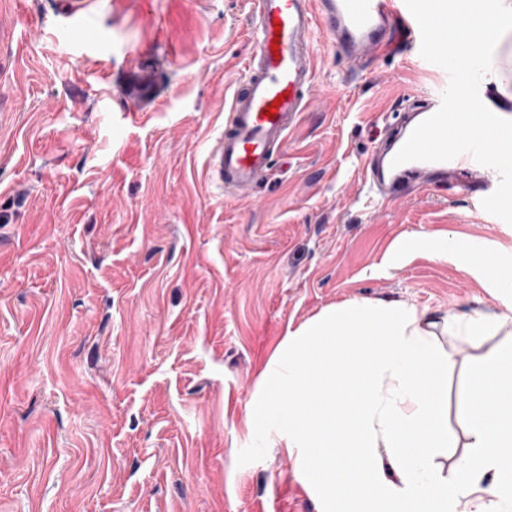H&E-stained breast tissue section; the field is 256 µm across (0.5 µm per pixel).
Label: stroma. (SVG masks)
I'll return each mask as SVG.
<instances>
[{
    "instance_id": "35a3bbf8",
    "label": "stroma",
    "mask_w": 512,
    "mask_h": 512,
    "mask_svg": "<svg viewBox=\"0 0 512 512\" xmlns=\"http://www.w3.org/2000/svg\"><path fill=\"white\" fill-rule=\"evenodd\" d=\"M59 0H0V512H317L282 449L250 447L258 371L289 326L354 299L435 316L512 298L447 238L512 265V225L446 181L384 208L361 195L375 128L437 93L405 48L353 67L315 46L324 90L237 197L209 154L252 51L249 0H89L106 51ZM162 77L153 111L110 88ZM451 355L448 435L480 350Z\"/></svg>"
}]
</instances>
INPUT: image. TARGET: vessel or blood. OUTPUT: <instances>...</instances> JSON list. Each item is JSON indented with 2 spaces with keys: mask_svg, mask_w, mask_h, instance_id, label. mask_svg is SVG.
<instances>
[{
  "mask_svg": "<svg viewBox=\"0 0 512 512\" xmlns=\"http://www.w3.org/2000/svg\"><path fill=\"white\" fill-rule=\"evenodd\" d=\"M255 47L246 76L228 107L229 118L211 151L215 178L246 193L268 172L281 143L315 95V35L337 48L350 64L391 47L394 33L419 43L421 33L405 0H251ZM156 77L143 68L116 84L114 97L136 112L152 111L159 97ZM441 95L411 104L396 135L385 140L375 164L362 167V184L383 205L399 200L404 187L426 191L435 182L458 177L462 187L484 181L488 167L463 154L450 161L392 160L421 122L440 107Z\"/></svg>",
  "mask_w": 512,
  "mask_h": 512,
  "instance_id": "vessel-or-blood-1",
  "label": "vessel or blood"
}]
</instances>
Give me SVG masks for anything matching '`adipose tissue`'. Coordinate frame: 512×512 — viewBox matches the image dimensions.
Instances as JSON below:
<instances>
[{
	"label": "adipose tissue",
	"instance_id": "1",
	"mask_svg": "<svg viewBox=\"0 0 512 512\" xmlns=\"http://www.w3.org/2000/svg\"><path fill=\"white\" fill-rule=\"evenodd\" d=\"M503 292L512 268L451 238ZM480 346L512 340V315L475 307L435 318L405 302L352 300L288 330L256 381L252 447L293 457L317 512H512V343L481 359L462 400L468 454L452 476L448 353L437 330Z\"/></svg>",
	"mask_w": 512,
	"mask_h": 512
}]
</instances>
